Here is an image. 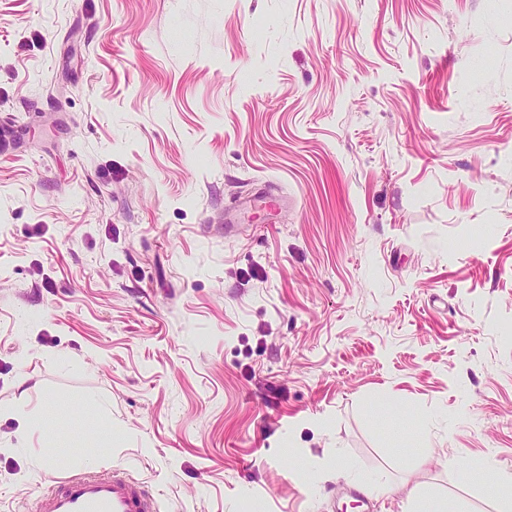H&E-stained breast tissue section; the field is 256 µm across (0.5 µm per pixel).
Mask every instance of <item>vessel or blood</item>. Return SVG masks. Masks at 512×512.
<instances>
[{
    "instance_id": "obj_1",
    "label": "vessel or blood",
    "mask_w": 512,
    "mask_h": 512,
    "mask_svg": "<svg viewBox=\"0 0 512 512\" xmlns=\"http://www.w3.org/2000/svg\"><path fill=\"white\" fill-rule=\"evenodd\" d=\"M36 512H158L154 496L130 474L115 468L53 478Z\"/></svg>"
}]
</instances>
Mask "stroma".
Masks as SVG:
<instances>
[{
  "mask_svg": "<svg viewBox=\"0 0 512 512\" xmlns=\"http://www.w3.org/2000/svg\"><path fill=\"white\" fill-rule=\"evenodd\" d=\"M112 467L159 512H496L512 0H0V512ZM17 416L22 418L20 427L16 433V438L19 444H29L34 435H38L40 440L48 439V436H46L47 434L44 421L47 418H35L30 421L29 419H23L24 416L21 414H18Z\"/></svg>",
  "mask_w": 512,
  "mask_h": 512,
  "instance_id": "stroma-1",
  "label": "stroma"
}]
</instances>
